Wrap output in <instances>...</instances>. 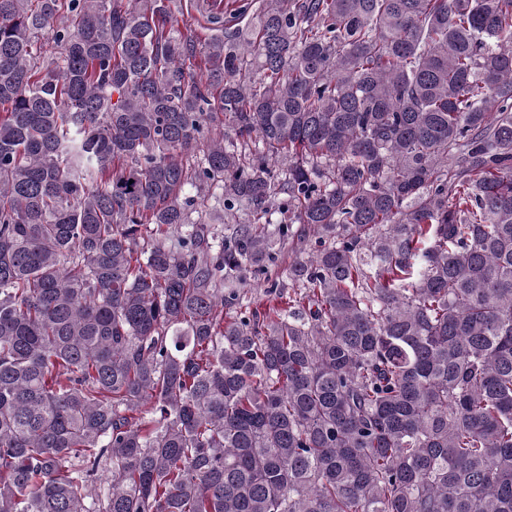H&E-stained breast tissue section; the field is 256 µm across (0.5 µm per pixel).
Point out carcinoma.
I'll return each mask as SVG.
<instances>
[{"label": "carcinoma", "mask_w": 512, "mask_h": 512, "mask_svg": "<svg viewBox=\"0 0 512 512\" xmlns=\"http://www.w3.org/2000/svg\"><path fill=\"white\" fill-rule=\"evenodd\" d=\"M180 19L0 0V512H512V0ZM314 246V240L310 242L305 240L301 243L296 240V237L293 243H288V237L286 236L285 240L281 242L279 246L281 249L278 253L277 260L274 263L267 264L264 268L252 269L251 273L248 275V285L246 288L248 291L247 296L252 298L256 297V299H265V292L274 284L288 287V264L295 257L296 253L294 252V247L305 249L307 253L309 249Z\"/></svg>", "instance_id": "1"}]
</instances>
